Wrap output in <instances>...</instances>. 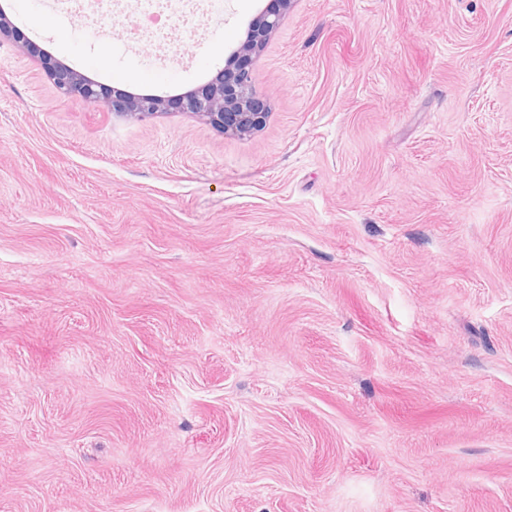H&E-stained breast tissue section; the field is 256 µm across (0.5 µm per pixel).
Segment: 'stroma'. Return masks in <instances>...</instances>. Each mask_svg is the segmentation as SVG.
Listing matches in <instances>:
<instances>
[{
	"mask_svg": "<svg viewBox=\"0 0 512 512\" xmlns=\"http://www.w3.org/2000/svg\"><path fill=\"white\" fill-rule=\"evenodd\" d=\"M125 11L0 0V512H512V0H294L224 135ZM270 2L271 6L253 19L224 70L204 86L182 96L134 95L114 90L112 93L49 56L43 55V64L63 95L78 97L107 112L140 120L183 112L223 130L225 135L248 136L261 129L269 117L267 98L254 88L256 61L294 0Z\"/></svg>",
	"mask_w": 512,
	"mask_h": 512,
	"instance_id": "1",
	"label": "stroma"
}]
</instances>
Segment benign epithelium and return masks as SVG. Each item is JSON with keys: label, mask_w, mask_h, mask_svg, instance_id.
Listing matches in <instances>:
<instances>
[{"label": "benign epithelium", "mask_w": 512, "mask_h": 512, "mask_svg": "<svg viewBox=\"0 0 512 512\" xmlns=\"http://www.w3.org/2000/svg\"><path fill=\"white\" fill-rule=\"evenodd\" d=\"M293 2L271 0V6L253 19L245 39L234 51L224 70L204 86L178 97L112 92L49 56L43 57V64L63 95L75 96L107 112L140 120L172 111L183 112L223 130L226 135L244 137L261 129L269 117L267 98L259 95L254 88L255 64L266 41L279 27ZM2 39L28 50L33 49L1 10Z\"/></svg>", "instance_id": "obj_1"}]
</instances>
